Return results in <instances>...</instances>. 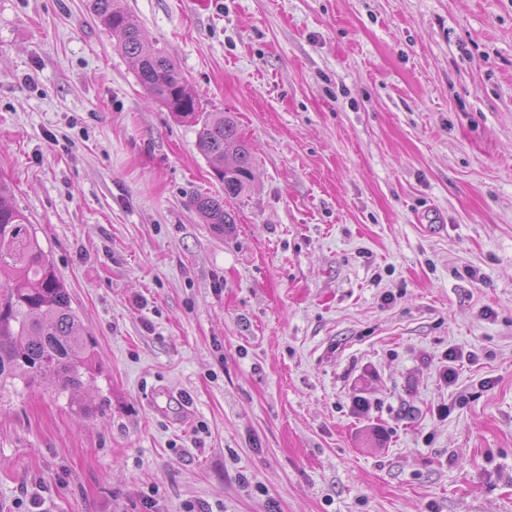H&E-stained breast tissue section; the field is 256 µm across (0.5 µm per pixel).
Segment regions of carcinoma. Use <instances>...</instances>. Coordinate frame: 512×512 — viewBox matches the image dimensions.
Instances as JSON below:
<instances>
[{"instance_id": "1", "label": "carcinoma", "mask_w": 512, "mask_h": 512, "mask_svg": "<svg viewBox=\"0 0 512 512\" xmlns=\"http://www.w3.org/2000/svg\"><path fill=\"white\" fill-rule=\"evenodd\" d=\"M91 10L117 35L141 85L177 118L199 126L197 148L224 182V198L198 196L196 212L219 231L236 223L227 204L248 193L255 158L234 117L203 112L181 70L163 51L146 47L145 33L117 0H91ZM8 195L0 183V389L16 380L26 388L49 380L62 392L73 390L93 375V340L35 228Z\"/></svg>"}]
</instances>
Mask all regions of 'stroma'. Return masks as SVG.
<instances>
[{"label": "stroma", "instance_id": "obj_1", "mask_svg": "<svg viewBox=\"0 0 512 512\" xmlns=\"http://www.w3.org/2000/svg\"><path fill=\"white\" fill-rule=\"evenodd\" d=\"M119 4L255 181L216 233L88 0H0V181L96 360L0 395V512H512V0Z\"/></svg>", "mask_w": 512, "mask_h": 512}]
</instances>
